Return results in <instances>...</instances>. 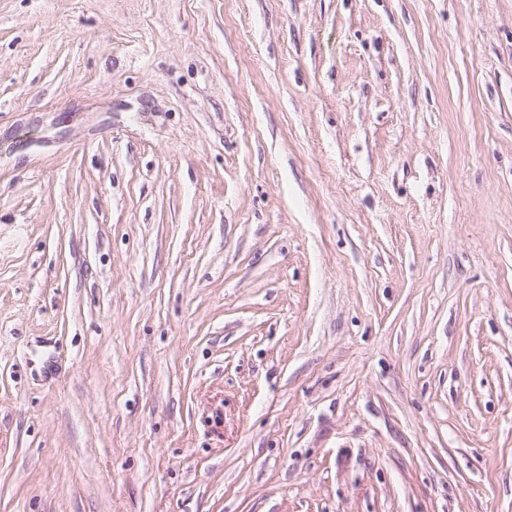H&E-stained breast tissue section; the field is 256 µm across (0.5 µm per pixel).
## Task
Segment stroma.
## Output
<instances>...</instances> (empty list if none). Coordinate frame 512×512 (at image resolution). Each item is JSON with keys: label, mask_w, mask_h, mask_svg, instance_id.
<instances>
[{"label": "stroma", "mask_w": 512, "mask_h": 512, "mask_svg": "<svg viewBox=\"0 0 512 512\" xmlns=\"http://www.w3.org/2000/svg\"><path fill=\"white\" fill-rule=\"evenodd\" d=\"M0 512H512V0H0Z\"/></svg>", "instance_id": "stroma-1"}]
</instances>
